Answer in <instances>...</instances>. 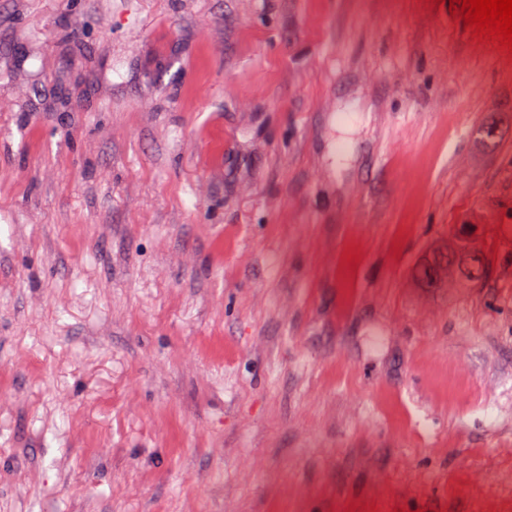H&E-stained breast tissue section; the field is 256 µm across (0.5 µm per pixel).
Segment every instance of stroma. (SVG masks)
Here are the masks:
<instances>
[{"label": "stroma", "instance_id": "35a3bbf8", "mask_svg": "<svg viewBox=\"0 0 512 512\" xmlns=\"http://www.w3.org/2000/svg\"><path fill=\"white\" fill-rule=\"evenodd\" d=\"M354 502L512 512V58L425 0H0V512ZM471 231L467 234H463L462 236H458L449 246L448 249L446 248L445 251H448L447 254H441L438 257L439 262H446L448 261L449 256H455L457 254H467L470 256H477L482 259L484 271L482 275H475L472 278L466 279L469 282L476 283L480 281L484 275V272L488 266L489 263V257L488 255L476 244V236H475V229L474 227H471Z\"/></svg>", "mask_w": 512, "mask_h": 512}]
</instances>
